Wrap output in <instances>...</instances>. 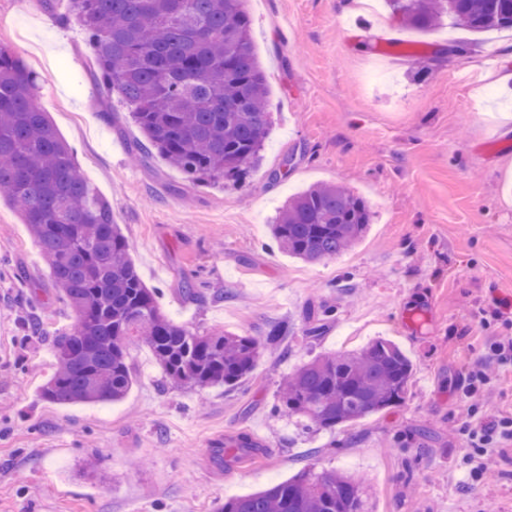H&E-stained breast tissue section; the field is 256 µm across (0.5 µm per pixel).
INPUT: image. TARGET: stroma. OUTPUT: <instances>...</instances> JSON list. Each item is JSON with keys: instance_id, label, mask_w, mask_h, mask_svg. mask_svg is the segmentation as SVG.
Masks as SVG:
<instances>
[{"instance_id": "stroma-1", "label": "stroma", "mask_w": 512, "mask_h": 512, "mask_svg": "<svg viewBox=\"0 0 512 512\" xmlns=\"http://www.w3.org/2000/svg\"><path fill=\"white\" fill-rule=\"evenodd\" d=\"M338 2L248 0L270 133L259 166L202 184L159 155L131 160L140 131L93 82L81 26L58 22L65 0H0V45L43 77L39 107L111 201L162 311L202 331L287 329L232 389L172 385L138 344L122 401H44L48 337L75 317L27 225L0 203V512H215L306 464L360 477L372 512H512V450L470 484L459 430L472 371L512 337V30L424 34L385 5ZM289 154L287 179L272 180ZM314 184L362 196L372 224L348 252L305 263L268 226ZM326 308L323 334L308 337ZM35 314L44 335L26 331ZM378 336L413 360L403 404L332 432L279 415L299 365ZM241 434L259 450L228 461L222 447Z\"/></svg>"}]
</instances>
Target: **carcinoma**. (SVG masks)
Returning <instances> with one entry per match:
<instances>
[{
  "label": "carcinoma",
  "instance_id": "carcinoma-1",
  "mask_svg": "<svg viewBox=\"0 0 512 512\" xmlns=\"http://www.w3.org/2000/svg\"><path fill=\"white\" fill-rule=\"evenodd\" d=\"M247 0H68L60 21L84 30L93 77L116 93L143 140L200 183L238 176L262 159L271 120L267 78L251 41ZM391 15L426 33L449 23L475 33L512 29V0H385ZM40 76L0 46V199L29 226L53 273L58 300L76 315L51 339L56 367L42 387L57 404L123 400L134 382L131 347L147 345L168 378L200 389L248 378L281 331L261 337L199 332L168 318L112 205L86 178L36 102ZM372 213L353 191L313 185L284 205L270 231L280 250L307 262L350 250ZM413 365L402 348L377 338L358 350L309 361L287 379L282 407L305 428L334 430L404 401ZM254 444L224 442L239 460ZM351 475L301 468L292 478L228 499L217 512H370Z\"/></svg>",
  "mask_w": 512,
  "mask_h": 512
}]
</instances>
